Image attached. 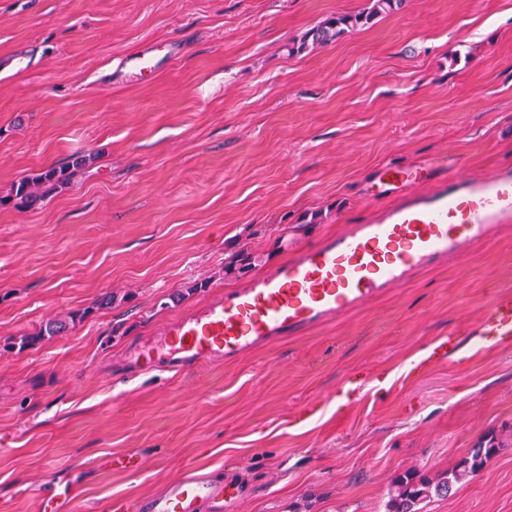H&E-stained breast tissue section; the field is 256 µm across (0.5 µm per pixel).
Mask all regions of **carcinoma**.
<instances>
[{
    "label": "carcinoma",
    "mask_w": 512,
    "mask_h": 512,
    "mask_svg": "<svg viewBox=\"0 0 512 512\" xmlns=\"http://www.w3.org/2000/svg\"><path fill=\"white\" fill-rule=\"evenodd\" d=\"M405 0H372L367 11L354 15L332 17L308 30L289 52H302L309 48L324 47L341 38L347 32L363 26L375 17L400 10ZM95 156L78 152L71 155L62 166H52L38 173L24 176L13 183L10 193L0 197V205L12 204L16 207L33 208L70 184L74 175L90 166ZM68 328V322L52 319L31 336L20 338V342L6 341L3 348L24 349L46 336H60ZM496 452V448L478 443L454 468L437 480L421 477L414 472L404 475L396 484L386 505V512H420L419 505L427 498L448 494L453 485L466 476H474Z\"/></svg>",
    "instance_id": "1"
}]
</instances>
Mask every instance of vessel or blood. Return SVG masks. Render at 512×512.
Segmentation results:
<instances>
[{
	"label": "vessel or blood",
	"instance_id": "1",
	"mask_svg": "<svg viewBox=\"0 0 512 512\" xmlns=\"http://www.w3.org/2000/svg\"><path fill=\"white\" fill-rule=\"evenodd\" d=\"M432 166H384L382 183L402 202L368 224H354L295 257L246 288L215 299L166 331V353L133 362H163L181 369L214 360H234L279 338L359 308L382 289L403 284L434 260L463 254L512 222V173L482 178L457 174L432 180ZM433 188L415 193V185ZM479 335L512 338V296L493 298ZM251 486L227 479L214 482L187 474L165 493L139 500L135 512H236Z\"/></svg>",
	"mask_w": 512,
	"mask_h": 512
}]
</instances>
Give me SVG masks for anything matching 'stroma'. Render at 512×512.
Masks as SVG:
<instances>
[{
	"label": "stroma",
	"mask_w": 512,
	"mask_h": 512,
	"mask_svg": "<svg viewBox=\"0 0 512 512\" xmlns=\"http://www.w3.org/2000/svg\"><path fill=\"white\" fill-rule=\"evenodd\" d=\"M371 0H0V196L96 162L35 209L0 207V512L163 493L190 469L255 489L237 512H385L395 482L497 454L421 512H512V223L361 309L230 361L126 355L396 204L383 165L512 171V0H406L326 47L293 42ZM176 59L144 75L127 57ZM243 273H226L240 255ZM207 286L196 289L195 284ZM112 294L110 307L98 305ZM460 351L419 364L438 338ZM348 376L350 400L336 398ZM479 336L512 338V296H496L488 304L484 321L475 332ZM68 328V322L62 319H51L40 327L38 332L31 336H24L20 338L19 350H22L30 345L43 339L45 336H61Z\"/></svg>",
	"instance_id": "stroma-1"
}]
</instances>
